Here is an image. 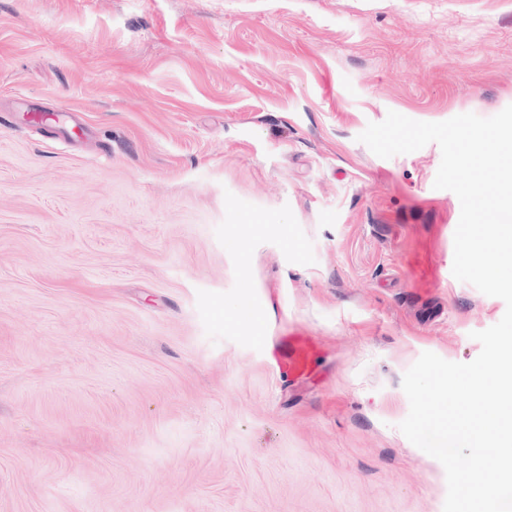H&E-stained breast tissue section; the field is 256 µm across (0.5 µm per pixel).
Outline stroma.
I'll list each match as a JSON object with an SVG mask.
<instances>
[{"instance_id":"stroma-1","label":"stroma","mask_w":512,"mask_h":512,"mask_svg":"<svg viewBox=\"0 0 512 512\" xmlns=\"http://www.w3.org/2000/svg\"><path fill=\"white\" fill-rule=\"evenodd\" d=\"M509 105L512 0H0V512H443L402 378L505 303L358 136ZM283 336L279 343V353L274 356V368L282 378L301 379L307 376L315 357L319 341L307 333Z\"/></svg>"}]
</instances>
